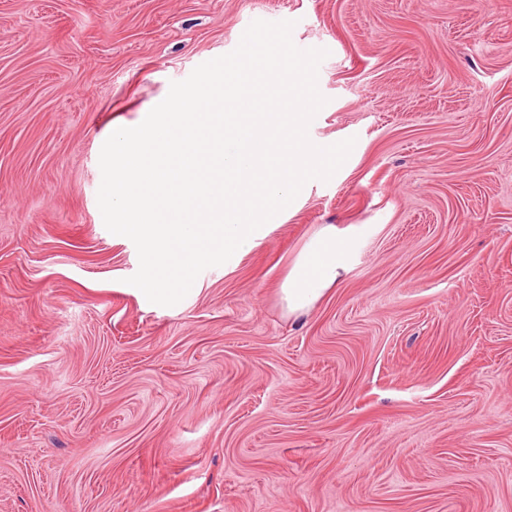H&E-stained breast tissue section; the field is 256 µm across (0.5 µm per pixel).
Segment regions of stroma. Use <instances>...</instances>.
<instances>
[{
    "mask_svg": "<svg viewBox=\"0 0 512 512\" xmlns=\"http://www.w3.org/2000/svg\"><path fill=\"white\" fill-rule=\"evenodd\" d=\"M261 16L357 142L146 303L101 148ZM328 224L358 259L289 314ZM0 512H512V0H0Z\"/></svg>",
    "mask_w": 512,
    "mask_h": 512,
    "instance_id": "stroma-1",
    "label": "stroma"
}]
</instances>
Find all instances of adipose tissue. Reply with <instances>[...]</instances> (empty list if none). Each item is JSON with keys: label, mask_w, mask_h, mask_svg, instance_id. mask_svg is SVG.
<instances>
[{"label": "adipose tissue", "mask_w": 512, "mask_h": 512, "mask_svg": "<svg viewBox=\"0 0 512 512\" xmlns=\"http://www.w3.org/2000/svg\"><path fill=\"white\" fill-rule=\"evenodd\" d=\"M361 236L328 225L304 244L281 288L289 312L305 313L336 284L355 262Z\"/></svg>", "instance_id": "1"}]
</instances>
